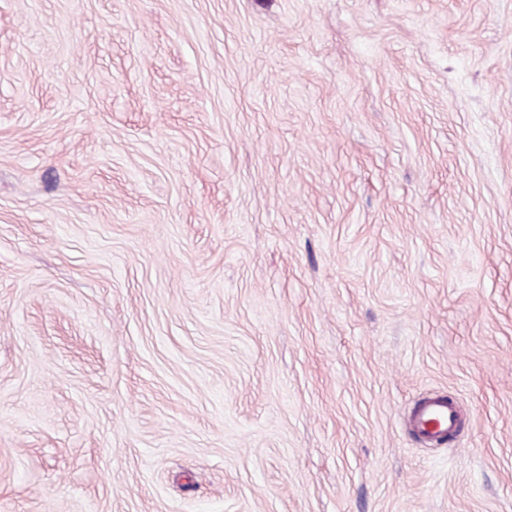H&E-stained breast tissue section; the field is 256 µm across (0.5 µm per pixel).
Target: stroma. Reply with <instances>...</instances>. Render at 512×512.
Masks as SVG:
<instances>
[{
	"mask_svg": "<svg viewBox=\"0 0 512 512\" xmlns=\"http://www.w3.org/2000/svg\"><path fill=\"white\" fill-rule=\"evenodd\" d=\"M0 512H512V0H0ZM457 424L452 404L446 399L436 397L423 401L414 413V430L424 439L430 440V434L451 433Z\"/></svg>",
	"mask_w": 512,
	"mask_h": 512,
	"instance_id": "1",
	"label": "stroma"
}]
</instances>
